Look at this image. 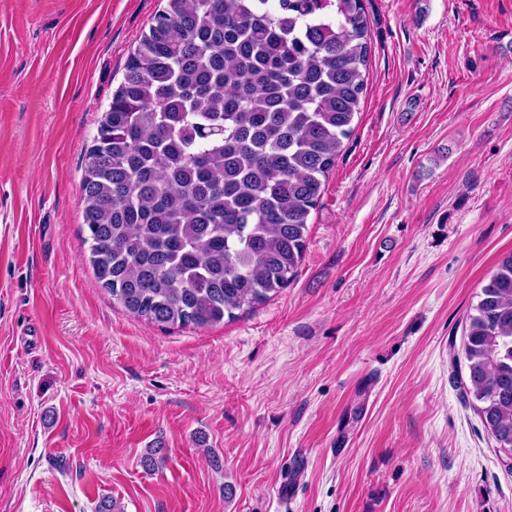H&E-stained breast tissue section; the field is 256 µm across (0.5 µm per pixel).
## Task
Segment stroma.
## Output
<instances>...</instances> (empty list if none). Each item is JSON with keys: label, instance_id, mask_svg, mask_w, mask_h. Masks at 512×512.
Returning <instances> with one entry per match:
<instances>
[{"label": "stroma", "instance_id": "35a3bbf8", "mask_svg": "<svg viewBox=\"0 0 512 512\" xmlns=\"http://www.w3.org/2000/svg\"><path fill=\"white\" fill-rule=\"evenodd\" d=\"M164 4L0 0V512H512L458 360L512 253V0H363L362 112L296 277L170 329L96 283L80 205Z\"/></svg>", "mask_w": 512, "mask_h": 512}]
</instances>
